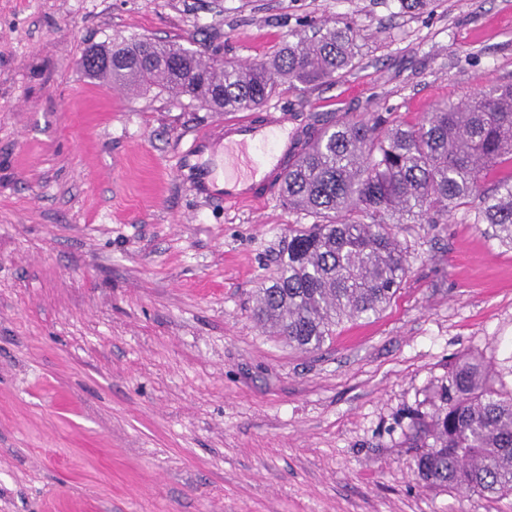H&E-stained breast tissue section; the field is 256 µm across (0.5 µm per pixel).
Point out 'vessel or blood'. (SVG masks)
Returning a JSON list of instances; mask_svg holds the SVG:
<instances>
[{"mask_svg": "<svg viewBox=\"0 0 512 512\" xmlns=\"http://www.w3.org/2000/svg\"><path fill=\"white\" fill-rule=\"evenodd\" d=\"M224 140L225 206H243L263 200L278 188L288 166V121L276 113L263 121L242 115L225 120L210 135H198L188 145L186 157L196 156L208 137Z\"/></svg>", "mask_w": 512, "mask_h": 512, "instance_id": "1", "label": "vessel or blood"}]
</instances>
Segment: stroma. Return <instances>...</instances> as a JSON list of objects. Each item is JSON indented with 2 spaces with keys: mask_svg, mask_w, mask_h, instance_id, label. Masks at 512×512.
Listing matches in <instances>:
<instances>
[{
  "mask_svg": "<svg viewBox=\"0 0 512 512\" xmlns=\"http://www.w3.org/2000/svg\"><path fill=\"white\" fill-rule=\"evenodd\" d=\"M350 25L358 66L266 111L420 123L512 82V0H0V512H512L429 486L415 413L465 354L512 370V246L475 210L400 224L390 305L305 352L254 317L291 228L181 175L224 115L78 62L151 37L250 64Z\"/></svg>",
  "mask_w": 512,
  "mask_h": 512,
  "instance_id": "1",
  "label": "stroma"
}]
</instances>
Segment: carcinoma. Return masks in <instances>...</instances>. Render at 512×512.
<instances>
[{
  "mask_svg": "<svg viewBox=\"0 0 512 512\" xmlns=\"http://www.w3.org/2000/svg\"><path fill=\"white\" fill-rule=\"evenodd\" d=\"M83 67L132 91L159 88L180 102L222 111L263 105L278 86L332 80L356 67L353 29L320 28L248 66L207 65L175 42L133 38L93 47ZM283 201L312 218L289 231L272 284L255 316L289 346L320 348L345 320L380 314L408 267L398 224L443 215L482 199L474 223L512 245V172L488 195V171L512 163V83L444 104L414 126L382 119L315 122L296 140ZM408 438L418 477L431 486L497 495L512 492V386L476 357L462 359L412 418Z\"/></svg>",
  "mask_w": 512,
  "mask_h": 512,
  "instance_id": "obj_1",
  "label": "carcinoma"
}]
</instances>
